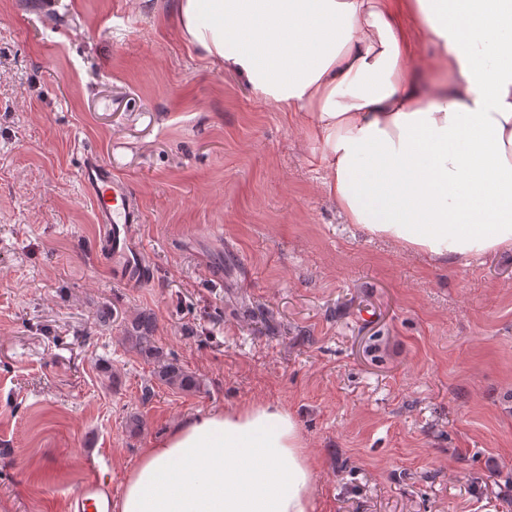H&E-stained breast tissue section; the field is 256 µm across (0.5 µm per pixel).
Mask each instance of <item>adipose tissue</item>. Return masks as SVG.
<instances>
[{
  "label": "adipose tissue",
  "instance_id": "1",
  "mask_svg": "<svg viewBox=\"0 0 512 512\" xmlns=\"http://www.w3.org/2000/svg\"><path fill=\"white\" fill-rule=\"evenodd\" d=\"M182 39L307 117L347 223L435 259L512 250V0H176ZM431 44L439 65L410 58ZM294 415L251 404L143 449L116 512H313Z\"/></svg>",
  "mask_w": 512,
  "mask_h": 512
}]
</instances>
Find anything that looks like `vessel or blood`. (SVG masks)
I'll list each match as a JSON object with an SVG mask.
<instances>
[{
  "label": "vessel or blood",
  "mask_w": 512,
  "mask_h": 512,
  "mask_svg": "<svg viewBox=\"0 0 512 512\" xmlns=\"http://www.w3.org/2000/svg\"><path fill=\"white\" fill-rule=\"evenodd\" d=\"M79 180L91 200L102 228V253L114 278L127 285H148L154 269L145 244L137 233L142 212L135 204L130 185L116 177L95 152H87L79 169ZM104 481L91 478L70 498V512H101L111 502Z\"/></svg>",
  "instance_id": "obj_1"
}]
</instances>
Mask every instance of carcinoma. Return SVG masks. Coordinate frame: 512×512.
I'll use <instances>...</instances> for the list:
<instances>
[{
  "instance_id": "obj_1",
  "label": "carcinoma",
  "mask_w": 512,
  "mask_h": 512,
  "mask_svg": "<svg viewBox=\"0 0 512 512\" xmlns=\"http://www.w3.org/2000/svg\"><path fill=\"white\" fill-rule=\"evenodd\" d=\"M123 340L140 354L157 364V378L166 386L183 392H197L201 388L199 378L171 361L155 345L152 336V322L148 316L135 318L124 330Z\"/></svg>"
}]
</instances>
